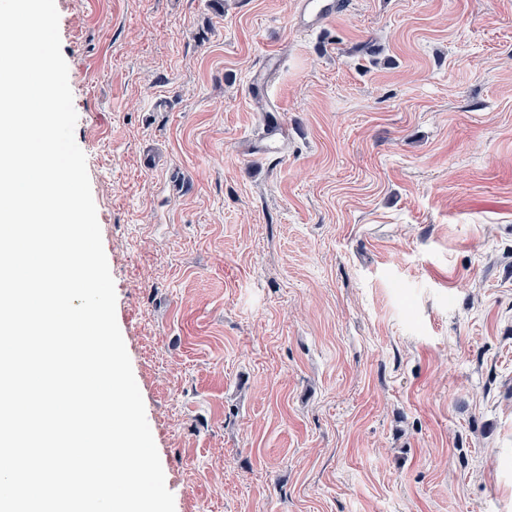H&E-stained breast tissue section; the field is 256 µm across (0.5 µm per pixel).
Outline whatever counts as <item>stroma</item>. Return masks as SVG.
Listing matches in <instances>:
<instances>
[{
    "label": "stroma",
    "mask_w": 512,
    "mask_h": 512,
    "mask_svg": "<svg viewBox=\"0 0 512 512\" xmlns=\"http://www.w3.org/2000/svg\"><path fill=\"white\" fill-rule=\"evenodd\" d=\"M294 2L55 0L175 512H512V0ZM300 9L295 17L296 24L314 31L336 16L341 7L340 0H300ZM267 128V142L262 146L261 149L264 153H274L284 144L286 130L281 126L277 116L272 112H266L265 114Z\"/></svg>",
    "instance_id": "obj_1"
}]
</instances>
